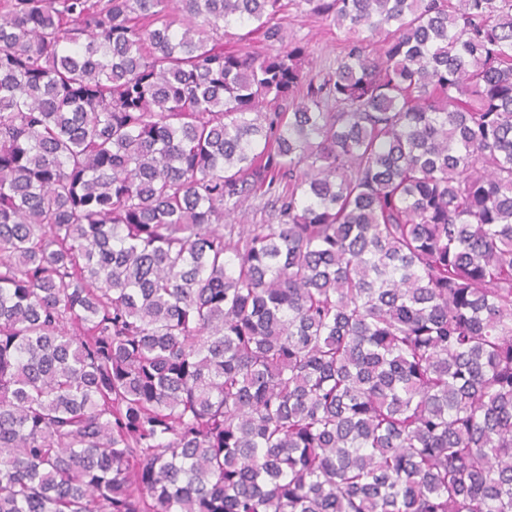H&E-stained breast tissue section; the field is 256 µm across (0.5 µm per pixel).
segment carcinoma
Masks as SVG:
<instances>
[{
  "label": "carcinoma",
  "mask_w": 512,
  "mask_h": 512,
  "mask_svg": "<svg viewBox=\"0 0 512 512\" xmlns=\"http://www.w3.org/2000/svg\"><path fill=\"white\" fill-rule=\"evenodd\" d=\"M299 4L0 0V512H512V0ZM288 6L281 23L288 32V38L298 41L307 48L305 72L323 76L335 67L336 57L348 42L350 34L343 28L329 25L307 14L304 6ZM243 52L257 56H274L282 51L280 43L266 40L261 34H254L251 39L237 44ZM266 199L249 197L239 211L232 215V224H276L277 212Z\"/></svg>",
  "instance_id": "carcinoma-1"
}]
</instances>
